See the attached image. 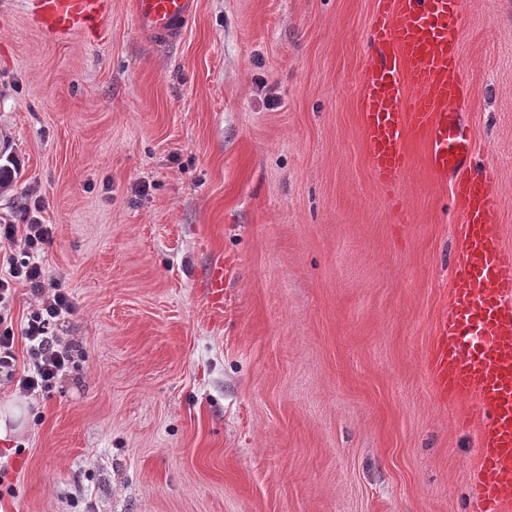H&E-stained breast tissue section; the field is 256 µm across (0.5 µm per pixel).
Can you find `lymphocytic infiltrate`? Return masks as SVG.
Here are the masks:
<instances>
[{"mask_svg":"<svg viewBox=\"0 0 512 512\" xmlns=\"http://www.w3.org/2000/svg\"><path fill=\"white\" fill-rule=\"evenodd\" d=\"M51 234L50 225L41 223L31 208L23 223H0V243L10 249L7 266L0 269V378L27 396L49 392L71 363L70 345L51 332L52 326L73 311L70 294L50 281L40 259ZM19 283L31 288L36 301L18 332L9 311ZM19 335L27 342L29 367L24 372L17 369L15 338Z\"/></svg>","mask_w":512,"mask_h":512,"instance_id":"lymphocytic-infiltrate-1","label":"lymphocytic infiltrate"}]
</instances>
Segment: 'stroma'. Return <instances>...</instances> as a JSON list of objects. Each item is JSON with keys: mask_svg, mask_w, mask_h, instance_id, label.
I'll return each mask as SVG.
<instances>
[{"mask_svg": "<svg viewBox=\"0 0 512 512\" xmlns=\"http://www.w3.org/2000/svg\"><path fill=\"white\" fill-rule=\"evenodd\" d=\"M197 2L159 49L131 0L95 41L0 0V218L39 204L75 349L47 395L0 385V512H469L479 415L428 371L460 217L424 140L401 230L371 178L377 0ZM461 49L512 249V0H466ZM206 292L214 309H224V264L217 262L206 276Z\"/></svg>", "mask_w": 512, "mask_h": 512, "instance_id": "obj_1", "label": "stroma"}]
</instances>
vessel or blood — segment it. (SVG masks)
<instances>
[{
	"instance_id": "1",
	"label": "vessel or blood",
	"mask_w": 512,
	"mask_h": 512,
	"mask_svg": "<svg viewBox=\"0 0 512 512\" xmlns=\"http://www.w3.org/2000/svg\"><path fill=\"white\" fill-rule=\"evenodd\" d=\"M107 2L42 0V18L55 30L93 34ZM195 10L196 0L133 2L138 31L158 47L179 42ZM464 14L465 0H378L359 112L370 174L388 206L401 203L409 138H427L433 173L451 185L462 233L429 369L440 397L475 400L482 414L472 512H512V250L499 242L491 174L462 118L474 94L462 75ZM206 292L223 309V263L209 269Z\"/></svg>"
}]
</instances>
